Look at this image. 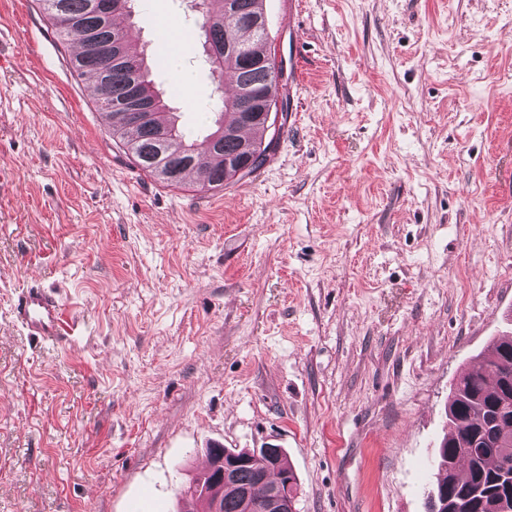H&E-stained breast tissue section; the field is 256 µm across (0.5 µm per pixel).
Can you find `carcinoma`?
Returning a JSON list of instances; mask_svg holds the SVG:
<instances>
[{
  "label": "carcinoma",
  "instance_id": "cac0c4a2",
  "mask_svg": "<svg viewBox=\"0 0 512 512\" xmlns=\"http://www.w3.org/2000/svg\"><path fill=\"white\" fill-rule=\"evenodd\" d=\"M51 2L43 7L45 17L58 39L75 43L77 35L58 27L59 18L76 20L94 32L99 40L118 42L122 61L87 55L78 46L71 63L78 77L89 83L95 93L97 108L104 112L112 130V138L142 171L173 188L186 181L207 191L224 189L235 179L245 177L235 167L244 155L255 157L262 167L274 150V138H266L271 125L257 121L248 126L239 123V105L243 98L256 93L278 111V102L286 100L280 90L286 88L283 62L272 52L268 38L258 37L246 23L252 17L265 18L263 0H207L201 29L205 41L224 46V34L231 33L235 42L224 54L223 72L231 75L234 90L224 89L213 108L215 129L200 149L182 130L168 105H162L149 126H127L116 121L128 85L138 79L134 65L141 51L129 30L114 26L116 13L103 18L91 7V0H41ZM243 48L258 65L241 66L234 52ZM164 129L166 136L156 132ZM163 156L179 166L174 178L162 176L152 160ZM448 434L442 441L435 460L438 471L429 512H444L446 505L462 502L467 512H502L501 502L512 498V336L493 341L482 355L479 365L464 372L448 393L446 407ZM276 462L267 457L255 458L222 485L213 483L214 473L200 472L186 493L187 500L202 506L200 512H246L241 490L261 499L268 489L288 475L292 487L299 486L298 477L283 449L275 451Z\"/></svg>",
  "mask_w": 512,
  "mask_h": 512
}]
</instances>
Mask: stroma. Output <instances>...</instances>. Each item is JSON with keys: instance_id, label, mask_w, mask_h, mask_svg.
Segmentation results:
<instances>
[{"instance_id": "35a3bbf8", "label": "stroma", "mask_w": 512, "mask_h": 512, "mask_svg": "<svg viewBox=\"0 0 512 512\" xmlns=\"http://www.w3.org/2000/svg\"><path fill=\"white\" fill-rule=\"evenodd\" d=\"M264 8L278 142L207 192L136 168L37 0H0V512H182L214 444L283 448L297 512H426L449 389L512 335V0ZM126 24L203 140L191 0ZM31 286L71 336L20 330Z\"/></svg>"}]
</instances>
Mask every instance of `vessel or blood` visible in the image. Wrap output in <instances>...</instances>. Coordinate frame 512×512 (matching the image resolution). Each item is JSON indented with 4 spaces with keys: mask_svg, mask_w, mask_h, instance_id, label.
<instances>
[{
    "mask_svg": "<svg viewBox=\"0 0 512 512\" xmlns=\"http://www.w3.org/2000/svg\"><path fill=\"white\" fill-rule=\"evenodd\" d=\"M15 315L29 335L45 341L58 340L67 332L60 299L41 288L31 287L18 294Z\"/></svg>",
    "mask_w": 512,
    "mask_h": 512,
    "instance_id": "vessel-or-blood-1",
    "label": "vessel or blood"
}]
</instances>
